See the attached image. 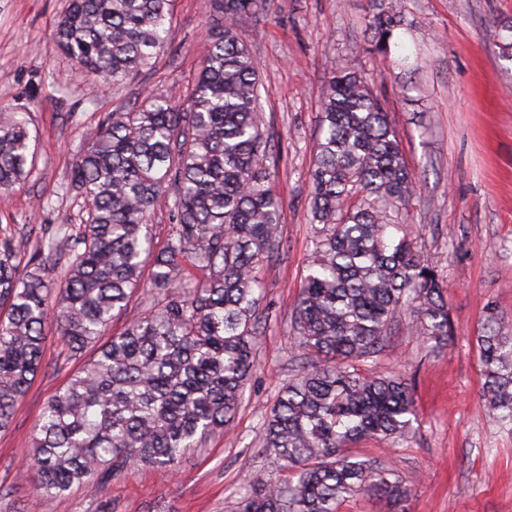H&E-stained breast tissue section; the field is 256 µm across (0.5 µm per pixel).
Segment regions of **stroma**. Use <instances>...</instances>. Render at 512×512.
Wrapping results in <instances>:
<instances>
[{"label": "stroma", "mask_w": 512, "mask_h": 512, "mask_svg": "<svg viewBox=\"0 0 512 512\" xmlns=\"http://www.w3.org/2000/svg\"><path fill=\"white\" fill-rule=\"evenodd\" d=\"M393 3L413 26L384 58L366 51L370 0H267L262 13L234 26L263 65L270 167L286 215L280 254L263 270L267 322L233 429L188 453L175 474L143 467L96 489L37 498L24 473L32 428L78 367L49 338L41 373L0 431V512H234L253 471L288 479L261 453L260 427L299 363L292 302L311 254L308 171L325 82L339 67L375 75L374 91L418 181L409 216L416 245L438 268L454 325L450 345L429 353L396 322L367 368L411 381L419 425L400 447L365 440L356 451L411 486L405 512H512V430L480 405L473 344L487 301L512 323V61L486 39L495 22L512 21V0ZM65 6L0 0V118L26 120L37 136L32 174L0 196V232L22 230L32 240L41 225L84 222L83 199L63 182L87 131L152 91L187 105L202 42L225 25L208 0H172L166 52L115 87L59 51L54 20Z\"/></svg>", "instance_id": "obj_1"}]
</instances>
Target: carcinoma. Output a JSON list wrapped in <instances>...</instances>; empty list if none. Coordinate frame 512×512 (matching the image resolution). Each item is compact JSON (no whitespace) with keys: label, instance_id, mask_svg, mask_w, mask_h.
I'll list each match as a JSON object with an SVG mask.
<instances>
[{"label":"carcinoma","instance_id":"1","mask_svg":"<svg viewBox=\"0 0 512 512\" xmlns=\"http://www.w3.org/2000/svg\"><path fill=\"white\" fill-rule=\"evenodd\" d=\"M170 2L68 0L54 23L58 46L119 85L164 53ZM212 2L229 25L207 38L188 106L152 94L86 133L66 185L89 205L80 230L46 232L23 266V238L0 237V430L41 369L48 333L75 360L94 349L35 425L27 472L42 496L99 487L140 465L178 471L187 452L229 428L256 366L261 271L279 249L285 205L268 166L261 65L233 27L266 0ZM370 26L368 53L385 56L408 23L392 0H371ZM487 38L512 58L511 24ZM34 160L27 126L1 120V195ZM309 184L313 259L292 305L301 365L262 421V448L294 479L255 472L235 512H339L363 494L383 512H405L412 488L350 447L408 441L412 387L366 374L363 363L386 347L400 312L432 348L451 340L453 325L438 271L404 218L416 177L362 72L338 67L325 83ZM163 197L174 224L158 250L151 217ZM64 246L71 260L55 286L51 262ZM198 270L204 279L186 287ZM144 286L145 309L111 334ZM475 345L480 401L512 425V329L490 302Z\"/></svg>","mask_w":512,"mask_h":512}]
</instances>
